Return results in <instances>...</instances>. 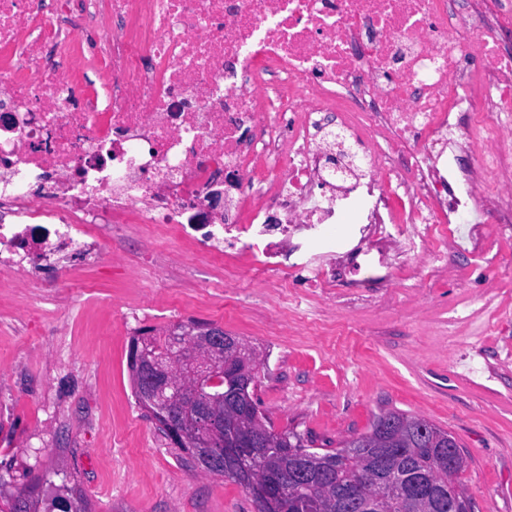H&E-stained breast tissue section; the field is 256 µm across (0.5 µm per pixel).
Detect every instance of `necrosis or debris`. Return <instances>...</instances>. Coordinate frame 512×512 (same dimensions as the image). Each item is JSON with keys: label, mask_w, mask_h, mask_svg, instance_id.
Returning a JSON list of instances; mask_svg holds the SVG:
<instances>
[{"label": "necrosis or debris", "mask_w": 512, "mask_h": 512, "mask_svg": "<svg viewBox=\"0 0 512 512\" xmlns=\"http://www.w3.org/2000/svg\"><path fill=\"white\" fill-rule=\"evenodd\" d=\"M508 31L512 0H0V276L97 264L106 224L283 288L303 246L316 289L446 274L512 224Z\"/></svg>", "instance_id": "1"}]
</instances>
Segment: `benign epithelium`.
I'll return each instance as SVG.
<instances>
[{
    "instance_id": "obj_1",
    "label": "benign epithelium",
    "mask_w": 512,
    "mask_h": 512,
    "mask_svg": "<svg viewBox=\"0 0 512 512\" xmlns=\"http://www.w3.org/2000/svg\"><path fill=\"white\" fill-rule=\"evenodd\" d=\"M173 346L177 351L165 350L146 339L139 342L131 360L134 388L149 413L165 423L175 447L193 449L201 470L219 472L224 469V460L211 452L216 447V432L205 429V425L220 422L227 429H239L256 446L263 443L266 435L256 427V420L238 414L229 416L218 405L202 401L201 388L232 379L236 389L244 391L250 376L257 372V364L241 342L224 334L220 327L213 326L188 343L175 341ZM299 459L302 463L293 477L314 481L316 468L308 455L302 452ZM241 475L257 512H279L277 500L283 493L280 485H266L246 465L242 466ZM405 478L396 467L379 468L375 482L385 489Z\"/></svg>"
}]
</instances>
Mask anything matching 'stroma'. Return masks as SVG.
<instances>
[{"label": "stroma", "instance_id": "obj_1", "mask_svg": "<svg viewBox=\"0 0 512 512\" xmlns=\"http://www.w3.org/2000/svg\"><path fill=\"white\" fill-rule=\"evenodd\" d=\"M487 234L496 265L452 253L445 278L363 271L313 293L295 276L288 317L274 280L228 270L201 287L205 258L158 237H106L79 288L51 264L43 287L0 288V505L60 466L91 512H256L245 488L178 461L134 395L132 339L196 321L256 349L275 430L334 448L380 411L419 415L459 441L474 512H512V232Z\"/></svg>", "mask_w": 512, "mask_h": 512}]
</instances>
